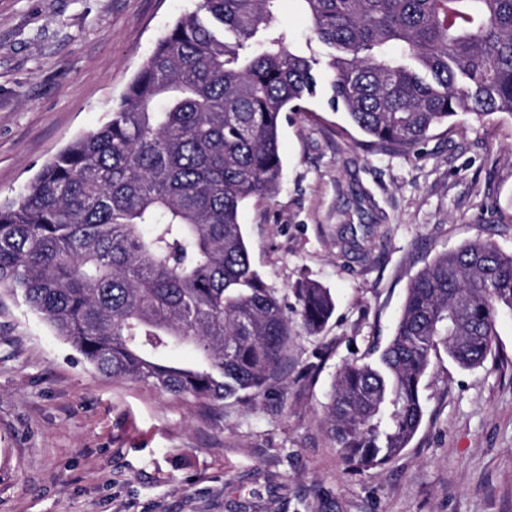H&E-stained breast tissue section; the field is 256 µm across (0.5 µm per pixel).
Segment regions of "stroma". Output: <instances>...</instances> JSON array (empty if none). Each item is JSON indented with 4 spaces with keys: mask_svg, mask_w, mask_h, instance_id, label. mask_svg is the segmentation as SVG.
<instances>
[{
    "mask_svg": "<svg viewBox=\"0 0 512 512\" xmlns=\"http://www.w3.org/2000/svg\"><path fill=\"white\" fill-rule=\"evenodd\" d=\"M196 0H0V200L109 118L145 58ZM278 26L324 47L297 0ZM318 90L283 121L279 190L240 222L294 336L277 380L218 409L97 371L0 293V512H512V313L473 369L446 354L420 385L402 455L364 471L325 430L336 373L390 340L411 280L480 238L512 251V117H459L418 154L370 145ZM372 225L359 245L349 224ZM310 278L336 310L308 335L294 294Z\"/></svg>",
    "mask_w": 512,
    "mask_h": 512,
    "instance_id": "35a3bbf8",
    "label": "stroma"
}]
</instances>
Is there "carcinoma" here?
<instances>
[{
	"label": "carcinoma",
	"mask_w": 512,
	"mask_h": 512,
	"mask_svg": "<svg viewBox=\"0 0 512 512\" xmlns=\"http://www.w3.org/2000/svg\"><path fill=\"white\" fill-rule=\"evenodd\" d=\"M280 0H198L109 120L0 203V290L99 372L216 406L251 401L292 339L253 267L240 214L281 181L282 114L319 82L365 136L410 155L461 114L512 116V0H298L325 63L275 25ZM309 335L336 307L295 288ZM512 312V252L471 241L412 281L395 334L335 376L326 432L350 467L387 464L424 417L421 379L444 350L474 368ZM190 362L169 360L176 347Z\"/></svg>",
	"instance_id": "1"
}]
</instances>
